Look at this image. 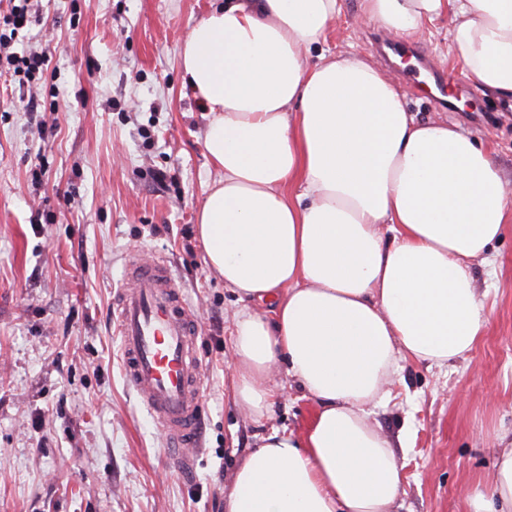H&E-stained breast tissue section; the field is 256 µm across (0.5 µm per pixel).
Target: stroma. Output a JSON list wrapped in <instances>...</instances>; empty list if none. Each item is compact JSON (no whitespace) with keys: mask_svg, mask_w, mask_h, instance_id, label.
Instances as JSON below:
<instances>
[{"mask_svg":"<svg viewBox=\"0 0 512 512\" xmlns=\"http://www.w3.org/2000/svg\"><path fill=\"white\" fill-rule=\"evenodd\" d=\"M216 0H39L42 21L5 25L18 53L49 48L47 69L20 88L0 67V512H224L240 458L274 428L302 433L316 409L285 368L269 418L232 397V318L239 304L204 263L195 214L218 172L205 113L182 85L179 50ZM359 0L327 29L328 49L358 50L399 82L412 57L382 56ZM422 46L453 77L457 111L401 84L421 121L456 124L491 150L512 184V102L483 92L455 58L448 21L424 23ZM53 109L38 128L30 96ZM169 261L199 314L205 431L193 469L169 448L127 383L114 303L130 250ZM475 267L488 323L467 357L439 369L400 360L371 419L404 466L398 512H470L512 446V223Z\"/></svg>","mask_w":512,"mask_h":512,"instance_id":"obj_1","label":"stroma"}]
</instances>
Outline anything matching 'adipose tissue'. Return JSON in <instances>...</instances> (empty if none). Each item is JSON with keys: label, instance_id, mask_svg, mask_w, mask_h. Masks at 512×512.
Returning a JSON list of instances; mask_svg holds the SVG:
<instances>
[{"label": "adipose tissue", "instance_id": "ef3b65f1", "mask_svg": "<svg viewBox=\"0 0 512 512\" xmlns=\"http://www.w3.org/2000/svg\"><path fill=\"white\" fill-rule=\"evenodd\" d=\"M341 12L342 0H224L179 52L221 172L196 236L240 302L236 404L268 416L281 363L316 403L303 434L271 429L245 455L224 512H395L403 466L370 409L399 358L442 368L474 349L488 314L473 267L512 223L490 153L455 125L416 121L357 52L324 49ZM443 17L468 73L512 100V0H361L359 10L399 35ZM470 507L512 512V448Z\"/></svg>", "mask_w": 512, "mask_h": 512}]
</instances>
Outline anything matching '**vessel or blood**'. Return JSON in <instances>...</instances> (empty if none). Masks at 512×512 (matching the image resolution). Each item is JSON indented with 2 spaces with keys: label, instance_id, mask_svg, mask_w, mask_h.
I'll use <instances>...</instances> for the list:
<instances>
[{
  "label": "vessel or blood",
  "instance_id": "vessel-or-blood-1",
  "mask_svg": "<svg viewBox=\"0 0 512 512\" xmlns=\"http://www.w3.org/2000/svg\"><path fill=\"white\" fill-rule=\"evenodd\" d=\"M116 305L126 379L171 447L178 468L193 465L201 446L206 377L195 347L198 315L158 258L131 256Z\"/></svg>",
  "mask_w": 512,
  "mask_h": 512
}]
</instances>
